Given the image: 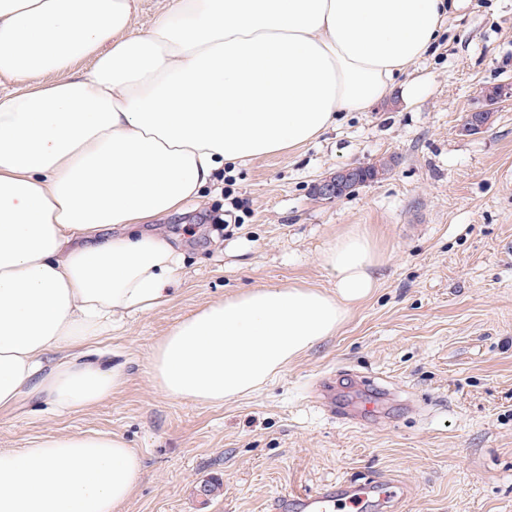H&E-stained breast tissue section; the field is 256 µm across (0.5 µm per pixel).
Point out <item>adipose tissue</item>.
<instances>
[{
  "instance_id": "ef3b65f1",
  "label": "adipose tissue",
  "mask_w": 512,
  "mask_h": 512,
  "mask_svg": "<svg viewBox=\"0 0 512 512\" xmlns=\"http://www.w3.org/2000/svg\"><path fill=\"white\" fill-rule=\"evenodd\" d=\"M451 0H0V413L46 395L95 406L121 367L51 355L168 303L184 255L141 224L217 189L225 167L319 139L364 112L439 38ZM48 84H38V77ZM360 232L321 253L328 292L255 288L201 307L155 344L154 386L221 404L336 335L376 285ZM142 474L111 433L0 449V512H119Z\"/></svg>"
}]
</instances>
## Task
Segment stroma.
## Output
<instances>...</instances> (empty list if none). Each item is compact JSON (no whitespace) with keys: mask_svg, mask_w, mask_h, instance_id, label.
Returning <instances> with one entry per match:
<instances>
[{"mask_svg":"<svg viewBox=\"0 0 512 512\" xmlns=\"http://www.w3.org/2000/svg\"><path fill=\"white\" fill-rule=\"evenodd\" d=\"M510 81L512 0H460L429 53L371 109L343 113L316 142L225 169L243 223L215 235L217 193L150 224L184 251L173 301L81 350L123 362L124 386L65 415L26 397L0 413V448L122 436L143 461L122 512H269L286 491L382 476L409 488L400 512H512V98L487 131L462 130L481 92ZM390 156L386 180L332 202L315 196L336 168ZM355 228L377 245V286L336 336L236 401L175 400L153 386L152 347L179 320L252 288L332 289L320 253ZM340 369L392 388L390 419L348 423L317 404L315 380ZM207 482L219 486L210 497L199 493Z\"/></svg>","mask_w":512,"mask_h":512,"instance_id":"35a3bbf8","label":"stroma"}]
</instances>
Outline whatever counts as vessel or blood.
<instances>
[{
    "instance_id": "vessel-or-blood-1",
    "label": "vessel or blood",
    "mask_w": 512,
    "mask_h": 512,
    "mask_svg": "<svg viewBox=\"0 0 512 512\" xmlns=\"http://www.w3.org/2000/svg\"><path fill=\"white\" fill-rule=\"evenodd\" d=\"M314 393L338 419L365 421L385 417L394 401L385 388L365 382L354 388H337L335 377L320 379ZM408 491L398 482L383 479L359 482L344 479L302 493H283L272 503V512H397Z\"/></svg>"
}]
</instances>
